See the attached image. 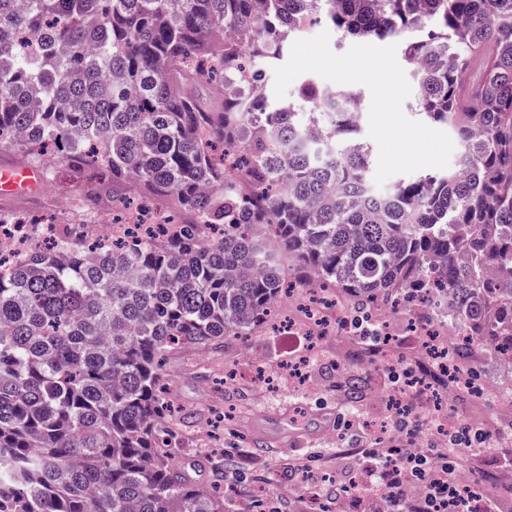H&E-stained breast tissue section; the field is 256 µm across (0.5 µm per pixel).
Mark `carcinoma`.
<instances>
[{"label":"carcinoma","mask_w":512,"mask_h":512,"mask_svg":"<svg viewBox=\"0 0 512 512\" xmlns=\"http://www.w3.org/2000/svg\"><path fill=\"white\" fill-rule=\"evenodd\" d=\"M313 19L404 42L418 111L461 140L452 168L379 191L356 90L254 94ZM3 144L193 220L0 263V512H224L177 462L167 360L247 340L293 288L357 312L441 294L456 362L512 366V0H0Z\"/></svg>","instance_id":"obj_1"}]
</instances>
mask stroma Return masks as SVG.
Listing matches in <instances>:
<instances>
[{"label":"stroma","mask_w":512,"mask_h":512,"mask_svg":"<svg viewBox=\"0 0 512 512\" xmlns=\"http://www.w3.org/2000/svg\"><path fill=\"white\" fill-rule=\"evenodd\" d=\"M370 67L378 69V79L363 76V69ZM410 71L399 41L342 39L318 22L289 40L284 60L267 74L264 95L273 102L288 100L310 77L361 91L371 179L384 190L424 171L451 168L460 151L454 131L417 113ZM18 163L40 172L52 168L54 177L21 195L0 193V214H23L94 232L111 221L117 198L137 199L135 187L78 175L55 155L33 160L21 148L0 147V168ZM292 312L289 303H281L275 317L254 330L249 345L228 336L219 348L186 349L171 356V397L189 414L180 428V464L199 483L220 476L233 486L224 512H257L259 486L278 499L281 512H392L388 497L347 491L366 465L359 448L376 441L386 448L406 444L391 427L385 361L348 335L330 331L321 338V353L304 381L256 398L248 351L259 354L273 373L310 352L308 337L288 336L279 329ZM354 375L366 381L355 400L345 387ZM340 412L351 423L343 437L336 431ZM490 438L497 444L494 451L479 456L461 451L460 466L473 477L490 474L510 483L512 435L494 432ZM310 457L324 477L316 485L303 482L296 469Z\"/></svg>","instance_id":"1"}]
</instances>
